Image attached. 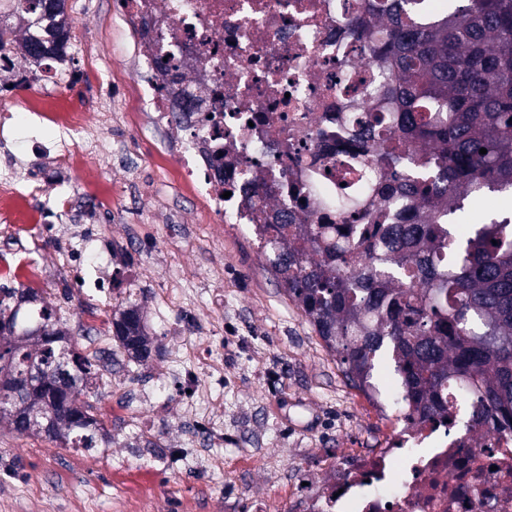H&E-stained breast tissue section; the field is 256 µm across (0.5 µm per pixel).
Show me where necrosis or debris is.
Listing matches in <instances>:
<instances>
[{"mask_svg": "<svg viewBox=\"0 0 512 512\" xmlns=\"http://www.w3.org/2000/svg\"><path fill=\"white\" fill-rule=\"evenodd\" d=\"M359 0H122L139 23V65L159 52L171 69L145 101L152 119L181 141L170 177L214 204L218 223H336V208L315 203L323 172L344 170L336 115L353 92L349 71L369 76L365 42L345 24ZM203 101L190 122L180 111ZM29 127H48L35 142L46 155L80 167L110 153L85 113L29 108ZM32 172L17 155L0 165V211L12 221L5 238L28 232ZM64 242V273L81 287L111 295L120 268L100 258L95 224H45ZM306 512H512V432L488 425L479 435L426 425L396 429L390 447L360 451L337 463L302 495Z\"/></svg>", "mask_w": 512, "mask_h": 512, "instance_id": "necrosis-or-debris-1", "label": "necrosis or debris"}]
</instances>
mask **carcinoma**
Instances as JSON below:
<instances>
[{"instance_id":"cac0c4a2","label":"carcinoma","mask_w":512,"mask_h":512,"mask_svg":"<svg viewBox=\"0 0 512 512\" xmlns=\"http://www.w3.org/2000/svg\"><path fill=\"white\" fill-rule=\"evenodd\" d=\"M420 0H361L350 32L370 39L377 74L366 105L341 115L353 146L336 177V213L347 221L381 216L392 199L417 209L414 224H258L265 259L353 386L374 389L384 361L399 379L397 402L411 420L434 426L489 416L512 427V207L469 225L456 215L489 192L512 199V0H448L419 13ZM0 53L49 71L65 61L70 23L64 0H0ZM387 137L373 144L370 134ZM487 153H479L480 149ZM366 183L353 189L348 176ZM0 288V411L19 437L92 452L112 447V430L82 400L112 368L84 354L56 307L23 302ZM112 335L129 360L152 353L140 304L112 312ZM31 391L8 394L15 380ZM55 420L51 434L44 418Z\"/></svg>"}]
</instances>
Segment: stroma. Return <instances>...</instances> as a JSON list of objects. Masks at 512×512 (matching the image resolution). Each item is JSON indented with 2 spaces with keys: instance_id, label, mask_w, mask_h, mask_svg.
Segmentation results:
<instances>
[{
  "instance_id": "1",
  "label": "stroma",
  "mask_w": 512,
  "mask_h": 512,
  "mask_svg": "<svg viewBox=\"0 0 512 512\" xmlns=\"http://www.w3.org/2000/svg\"><path fill=\"white\" fill-rule=\"evenodd\" d=\"M115 2L65 0L70 83L26 81L22 62L0 70V115L32 101L90 115L105 102L139 113L113 133L122 160L108 156L74 171L33 156L29 208L61 207L68 186L111 182L107 259L125 272L118 291L136 295L153 352L140 365L117 358L87 396L112 431L106 452L0 434V512H254L263 501L300 512L297 475L316 480L349 449L386 446L396 382L376 377L375 401L352 386L249 230L213 223L208 201L185 197L165 174L145 186L128 175L158 155L175 160L180 145L141 115L147 76L136 65L132 23ZM217 236L224 239L220 317L207 294H183L207 276L206 241ZM44 289L80 352L111 348V311L100 295H76L53 280ZM184 370L195 376L190 399L176 378Z\"/></svg>"
}]
</instances>
